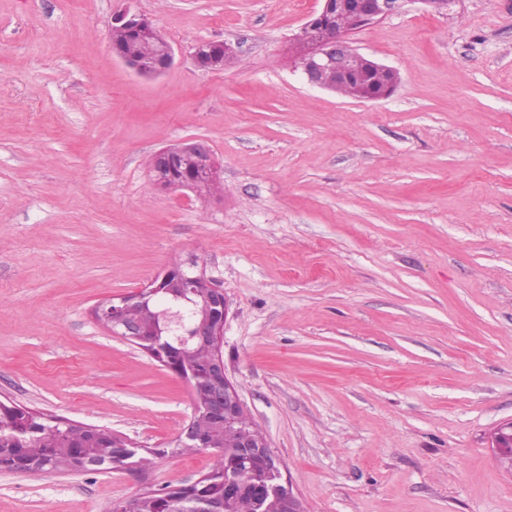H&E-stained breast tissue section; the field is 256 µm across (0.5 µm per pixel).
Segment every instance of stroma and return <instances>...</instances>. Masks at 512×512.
I'll list each match as a JSON object with an SVG mask.
<instances>
[{"mask_svg":"<svg viewBox=\"0 0 512 512\" xmlns=\"http://www.w3.org/2000/svg\"><path fill=\"white\" fill-rule=\"evenodd\" d=\"M131 6L165 75L112 54ZM318 0H0V401L112 429L146 468L0 472V512H112L206 474L176 452L190 384L93 310L189 256L229 303L221 351L305 512H512V0H406L352 35L385 99L292 67ZM221 40L223 70L188 48ZM206 143L223 192L156 186ZM109 27L112 34L113 55L137 75L158 77L167 73L174 66L176 56L172 44L156 24L144 15L133 11L130 6L115 11L111 16ZM113 28L125 29L141 39L157 44L136 40L121 30H112ZM158 44L161 46V52ZM112 46L122 48L125 52L116 47L112 48ZM142 58L157 59L145 60ZM177 159L190 160L195 165L196 173L192 179L175 181L173 172ZM151 171L157 186L170 189H199L220 180L211 150L204 143L196 141L160 148L153 154Z\"/></svg>","mask_w":512,"mask_h":512,"instance_id":"35a3bbf8","label":"stroma"}]
</instances>
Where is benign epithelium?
Returning <instances> with one entry per match:
<instances>
[{"instance_id": "1", "label": "benign epithelium", "mask_w": 512, "mask_h": 512, "mask_svg": "<svg viewBox=\"0 0 512 512\" xmlns=\"http://www.w3.org/2000/svg\"><path fill=\"white\" fill-rule=\"evenodd\" d=\"M407 0H320L298 35L300 50L293 58L294 69L301 72L306 82L314 87L332 89L327 76L336 78V85H345L354 74L353 61L359 59L363 66L374 71H383L393 79L376 89H366L360 95L365 101L390 96L400 82L399 73L386 65L361 54L353 46L348 33H332L328 26L333 16L353 14L361 28L377 24L397 13ZM110 28H122L135 36L153 41L161 46L155 60L132 56L119 48H112L113 55L134 73L145 77H158L167 73L175 64V50L159 28L150 19L127 6L111 16ZM235 54L234 48L221 41H199L190 46L189 56L196 67L203 70L224 68V55ZM151 171L156 185L170 189H199L220 179L216 161L209 147L201 142L177 143L160 148L153 154ZM161 295L187 299L189 295L200 296L206 302L208 318L195 324L189 335L213 344L215 358L209 369L208 381L199 384L190 382L195 397L194 410L205 403L204 412L210 414L220 426L230 423L245 413L244 404L236 387L228 380L224 371V358L220 350V338L224 335V322L228 313L224 289L220 288L203 271L196 260L174 264L158 274L148 286L138 292L120 298L119 302L108 300L95 310V319L113 336L136 344L161 364H166L168 346L166 333L169 326L179 325L180 316L171 312L167 321L146 324L133 320L129 312L147 306ZM179 448H207L210 443L189 422L176 439ZM512 447V420L499 425L492 435V448L501 455ZM136 455L135 447L122 438L112 442L114 464ZM240 455L249 465L262 468L268 481L259 486V491L278 493L283 496L285 512H303V505L292 484L282 479L280 461L263 434H258L242 443ZM34 464L20 454H12L0 448V472L27 473ZM245 485L236 480H224V512H230L233 499Z\"/></svg>"}]
</instances>
